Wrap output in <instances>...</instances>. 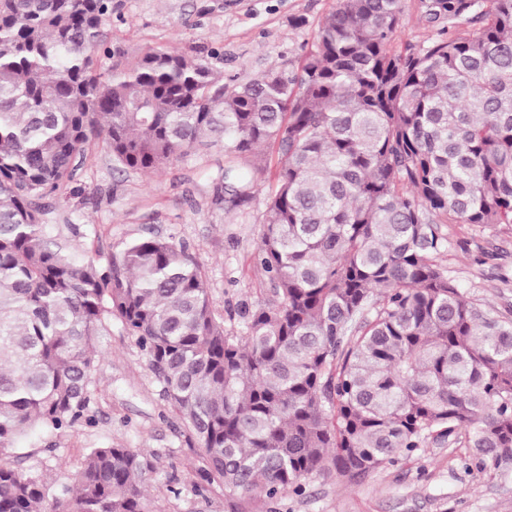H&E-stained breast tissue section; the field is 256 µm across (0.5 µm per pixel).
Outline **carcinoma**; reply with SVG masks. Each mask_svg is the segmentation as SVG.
Segmentation results:
<instances>
[{
  "label": "carcinoma",
  "mask_w": 512,
  "mask_h": 512,
  "mask_svg": "<svg viewBox=\"0 0 512 512\" xmlns=\"http://www.w3.org/2000/svg\"><path fill=\"white\" fill-rule=\"evenodd\" d=\"M339 0L297 64L228 86L171 47L103 49L112 0H0V454L85 418L96 340L137 341L234 512L358 481L420 448L512 466V312L448 277L450 224L512 226V0ZM114 57L107 67L99 53ZM208 139L275 149L258 259L274 299L224 328L190 247L130 241L105 267L46 238L45 199L102 145L153 172ZM212 202L255 193L220 168ZM135 448L88 450L73 484L0 464V512H151ZM403 26L398 33L396 45L403 48L407 44L417 45L431 33L425 21L418 0H402Z\"/></svg>",
  "instance_id": "cac0c4a2"
}]
</instances>
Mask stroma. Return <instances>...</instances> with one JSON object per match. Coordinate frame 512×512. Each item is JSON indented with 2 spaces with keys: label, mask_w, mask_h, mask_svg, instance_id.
<instances>
[{
  "label": "stroma",
  "mask_w": 512,
  "mask_h": 512,
  "mask_svg": "<svg viewBox=\"0 0 512 512\" xmlns=\"http://www.w3.org/2000/svg\"><path fill=\"white\" fill-rule=\"evenodd\" d=\"M108 46L134 57L169 46L193 57L218 52L225 75L259 78L311 45L338 0H116ZM217 144L199 145L173 164L142 175L113 171L103 149L87 156L70 188L48 199L45 233L68 240L76 263L107 265L133 238L176 235L196 253L211 300L228 332L242 322L239 305L272 299L257 259L272 183L254 175L256 191L240 206L212 204L211 177L222 166H245ZM448 274L469 298L512 309V226L448 228ZM89 421L62 433L31 430L17 447L24 473L41 475L49 497L71 484L88 449H140L150 465L146 492L154 512H229L220 482L200 479L188 431L151 372L136 337L113 323L97 341ZM258 512H512V471L480 463L468 448L425 440L412 456L358 482L329 468L309 477L303 494L255 498Z\"/></svg>",
  "instance_id": "obj_1"
}]
</instances>
